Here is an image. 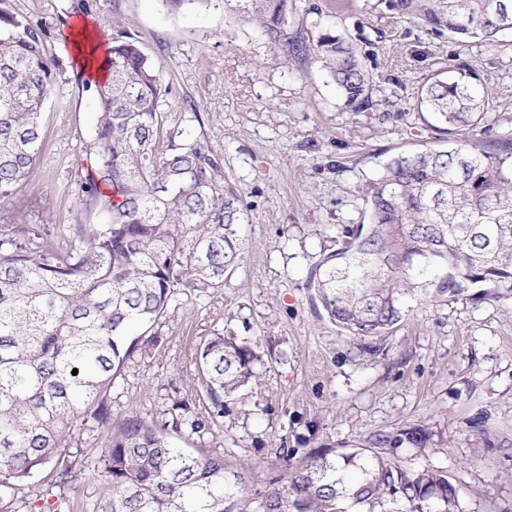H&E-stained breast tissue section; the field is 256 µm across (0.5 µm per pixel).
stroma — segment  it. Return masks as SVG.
Masks as SVG:
<instances>
[{"label":"stroma","mask_w":512,"mask_h":512,"mask_svg":"<svg viewBox=\"0 0 512 512\" xmlns=\"http://www.w3.org/2000/svg\"><path fill=\"white\" fill-rule=\"evenodd\" d=\"M71 0H8L43 23L61 60L42 111L34 176L0 200V226L96 223L79 204L77 154L93 136L95 100L61 35ZM290 35L314 45L325 27L357 44L374 81L373 108L349 111L313 53L285 56L262 27L224 0H96L89 24L110 19L107 40L137 39L160 66L161 109L172 141L203 133L242 194L237 232L244 256L223 287L179 295L161 320V353L134 355L112 387V409L164 424L176 401L201 387L190 353L220 332L255 343L259 381L224 401L223 416L190 439L254 475L314 448H380L410 469L448 473L465 512H512V295L477 289L413 300L389 333L354 336L332 322L307 286L310 270L362 223L369 181L394 156L443 150L413 104L436 63L475 67L494 100L484 124L465 131L488 145L512 139V35L456 39L401 18L384 0H293ZM80 512L101 486L92 470L99 430L78 427Z\"/></svg>","instance_id":"1"}]
</instances>
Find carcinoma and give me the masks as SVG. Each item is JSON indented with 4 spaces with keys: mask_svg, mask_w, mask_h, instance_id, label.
<instances>
[{
    "mask_svg": "<svg viewBox=\"0 0 512 512\" xmlns=\"http://www.w3.org/2000/svg\"><path fill=\"white\" fill-rule=\"evenodd\" d=\"M0 0V198L36 170L42 108L60 62L43 26ZM401 17L460 38L493 41L512 30V0H385ZM270 44L289 45L290 0H245ZM314 53L352 112L374 106L373 78L357 47L327 27ZM105 79L93 83L94 137L77 166L81 202L104 216L73 224L66 247L48 229L12 224L0 238V512L49 470L36 499L74 512L76 423L104 431L97 512H463V488L429 467L406 469L375 448H316L263 477L214 449L182 448L209 421L175 403L159 426L114 419L112 385L137 352L162 346L155 324L176 296L220 288L243 258L241 193L204 134L160 145L168 94L159 66L131 36L112 42ZM467 63L423 78L414 111L448 136L446 150L402 153L365 193L368 222L310 273L329 319L355 336H379L408 301L459 295L480 284L512 295V145L454 134L486 121L489 94ZM256 345L216 333L194 354L208 409L260 379ZM78 374H72V370Z\"/></svg>",
    "mask_w": 512,
    "mask_h": 512,
    "instance_id": "cac0c4a2",
    "label": "carcinoma"
}]
</instances>
